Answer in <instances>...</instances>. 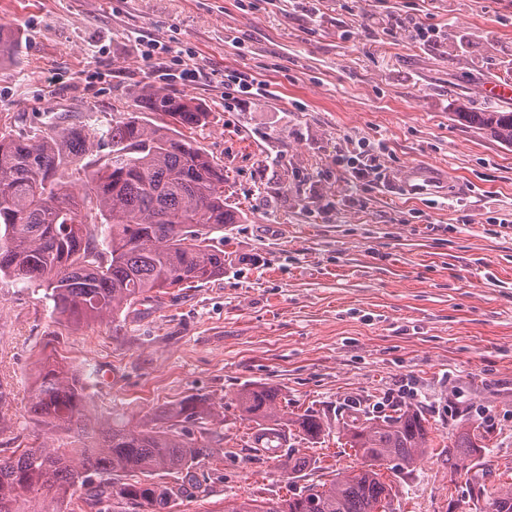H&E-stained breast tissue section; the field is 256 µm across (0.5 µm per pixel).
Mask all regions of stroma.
<instances>
[{"label": "stroma", "mask_w": 512, "mask_h": 512, "mask_svg": "<svg viewBox=\"0 0 512 512\" xmlns=\"http://www.w3.org/2000/svg\"><path fill=\"white\" fill-rule=\"evenodd\" d=\"M1 22L13 47L0 58V133L77 127L95 160L144 87L186 96L209 114L190 137L223 166L237 221L214 235L223 276L115 320H60L44 288L0 275V455L89 446L28 411L52 355L108 422L151 427L208 397L211 456L196 473L209 492L173 512H223L229 494L282 498L361 466L338 422L404 404L433 425L434 451L412 470L382 466L394 512H485L441 450L462 417L491 424L479 471L512 483V144L462 118L512 112L487 95L512 84V0H0ZM417 22L441 39L417 43ZM145 39L192 51L199 80H159L176 61L143 62ZM228 68L274 96L225 111ZM362 140L384 143L385 178L354 192L336 158ZM416 163L448 171V196L397 190ZM254 382L276 388L289 417L329 425L314 439L287 429L301 478L254 448L237 401Z\"/></svg>", "instance_id": "1"}]
</instances>
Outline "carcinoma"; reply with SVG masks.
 I'll return each instance as SVG.
<instances>
[{
    "instance_id": "cac0c4a2",
    "label": "carcinoma",
    "mask_w": 512,
    "mask_h": 512,
    "mask_svg": "<svg viewBox=\"0 0 512 512\" xmlns=\"http://www.w3.org/2000/svg\"><path fill=\"white\" fill-rule=\"evenodd\" d=\"M137 112L112 121V151L88 169L90 151L79 128L0 134V274L44 286L54 311L74 322L117 319L124 309L155 291L209 281L224 274V249L212 234L236 223L224 201V167L213 161L183 130L208 119L200 105L174 93L147 89ZM470 122L512 143V112H464ZM85 173L91 193L72 192L73 176ZM90 224H107L109 254L98 261L89 251ZM278 394L264 384L242 390L239 406L261 426L264 449L279 448L277 426L284 412ZM208 399L193 395L163 412L165 424L99 429L91 448L43 445L0 456V512H21L19 498L50 499L41 512H62L67 497L82 491L85 504L102 512L116 499L131 512H171L191 497L194 469L210 449L192 437L191 426L207 412ZM29 412L47 426L76 432L88 429L86 395L80 378L45 359L29 395ZM292 424L307 436L324 429L314 413ZM338 433L365 461L329 483L310 484L285 499L232 496L224 512H393L392 486L379 467L387 462L408 468L427 455L429 431L421 412L405 405L397 415L356 416ZM487 436L479 428L454 435L446 450L450 471L470 473ZM288 474L300 473L305 461L277 455ZM140 474L133 482L120 477ZM171 473L185 479L169 482ZM472 493L490 512H512V487L490 489L473 475Z\"/></svg>"
}]
</instances>
